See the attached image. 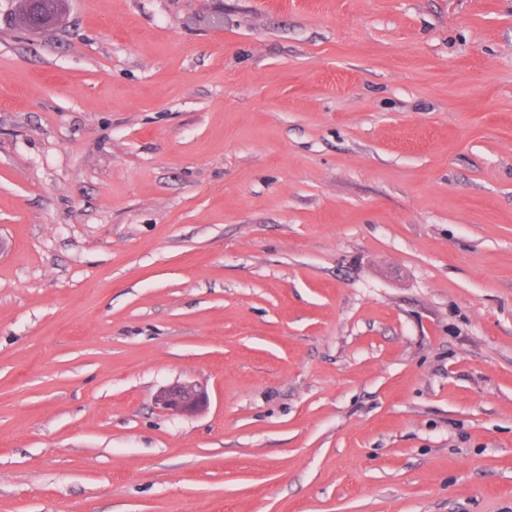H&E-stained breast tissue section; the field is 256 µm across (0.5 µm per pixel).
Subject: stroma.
Wrapping results in <instances>:
<instances>
[{"instance_id": "stroma-1", "label": "stroma", "mask_w": 512, "mask_h": 512, "mask_svg": "<svg viewBox=\"0 0 512 512\" xmlns=\"http://www.w3.org/2000/svg\"><path fill=\"white\" fill-rule=\"evenodd\" d=\"M69 2L0 0V512H512V0ZM27 1L29 0L20 1L21 11L18 17L19 23L29 28L34 12L37 11L38 14H41L47 22V26L44 29L53 27L60 21H57V19L62 18L66 4L68 3L67 0H41V2L31 7ZM209 404L207 391L195 383L163 387L155 396L156 408L164 413L183 415L204 411Z\"/></svg>"}]
</instances>
